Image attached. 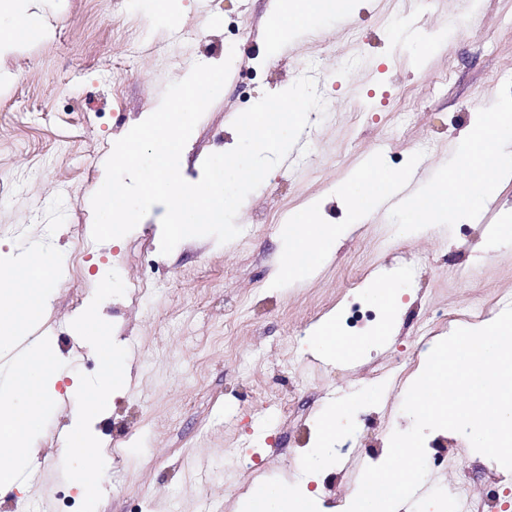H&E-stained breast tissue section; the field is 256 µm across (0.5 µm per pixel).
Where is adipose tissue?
I'll list each match as a JSON object with an SVG mask.
<instances>
[{
  "label": "adipose tissue",
  "mask_w": 512,
  "mask_h": 512,
  "mask_svg": "<svg viewBox=\"0 0 512 512\" xmlns=\"http://www.w3.org/2000/svg\"><path fill=\"white\" fill-rule=\"evenodd\" d=\"M347 0H310L308 8L283 9L270 31L269 44H277L296 24H310L324 15L343 9ZM512 163V108L494 113L468 131L458 162L443 185L417 198L404 199L407 223L418 224L430 218L443 221L461 219L479 211L491 197L501 168ZM341 233L340 228L318 223L311 210L294 219L289 237L288 257L280 267L284 277L297 275L310 267ZM54 286L52 267L43 251L26 253L0 276V351L12 349L19 333L48 306ZM74 332L81 341L94 345L101 366L98 383L74 409L67 434L72 455L80 465L76 486L90 494L103 476L97 457L99 442L89 421L111 399L113 390L125 382L127 356L114 345L108 325L100 318L97 304H90L77 320ZM311 350L326 360L341 359L360 350L364 342L345 336L335 320L320 324L309 336ZM50 352L41 345L30 347L24 359L10 373L9 391L0 396V482L14 478L17 464L32 458L31 438L41 432L49 389ZM319 501L305 491L281 489L254 491L244 512H318Z\"/></svg>",
  "instance_id": "ef3b65f1"
}]
</instances>
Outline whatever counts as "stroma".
<instances>
[{
    "label": "stroma",
    "instance_id": "35a3bbf8",
    "mask_svg": "<svg viewBox=\"0 0 512 512\" xmlns=\"http://www.w3.org/2000/svg\"><path fill=\"white\" fill-rule=\"evenodd\" d=\"M42 37L0 55V266L43 250L56 286L31 327L46 340L56 379L45 426L32 439L34 462L0 489V512H236L255 484L304 487L335 512L371 458H386L393 432L409 430L402 410L424 363L422 327L433 339L456 328L449 315L512 295V172L477 214L464 221L406 223L400 197L350 215L342 187L379 162L417 195L455 168L474 123L512 106V0H354L349 12L294 26L268 47L283 0H173L179 16L160 24L151 0H36ZM441 40L420 52L421 39ZM231 60L228 79L181 157L202 167L238 141L234 119L264 93L289 88L312 70L325 111H311L296 145L244 200L240 235L181 241L161 254L163 206H153L116 242L92 240L93 191L115 142L160 105L166 87L195 64ZM344 230L308 271L275 278L288 249L286 226L303 209ZM107 268L111 294L99 314L125 348L127 384L90 428L101 443L104 476L93 498L74 486L75 463L58 451L74 405L95 385L100 364L73 325ZM359 280H352L351 270ZM152 293L136 299L139 279ZM399 287L392 330L374 343L383 308L376 280ZM362 303L375 321L355 355L324 361L306 340L329 315ZM395 368L400 383L378 376ZM336 407L350 411L336 442L312 469L317 431ZM428 475L419 495L450 489L449 455L485 469L478 490L512 512V471L474 451L463 434L430 432ZM248 455L243 474L238 455Z\"/></svg>",
    "mask_w": 512,
    "mask_h": 512
}]
</instances>
